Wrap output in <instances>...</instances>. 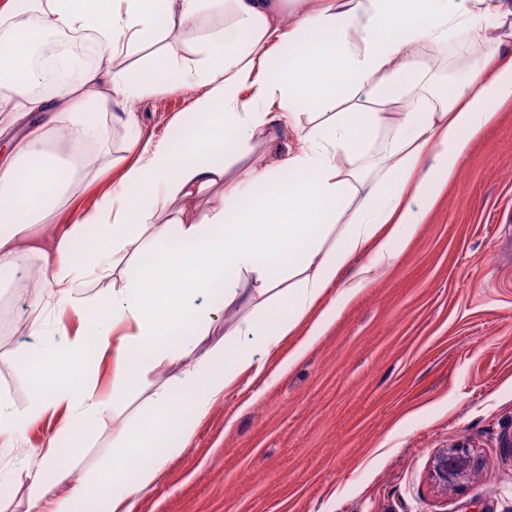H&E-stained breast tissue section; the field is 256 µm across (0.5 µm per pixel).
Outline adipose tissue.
Here are the masks:
<instances>
[{"mask_svg": "<svg viewBox=\"0 0 512 512\" xmlns=\"http://www.w3.org/2000/svg\"><path fill=\"white\" fill-rule=\"evenodd\" d=\"M24 8L39 32L87 37L100 60L67 58L55 91L34 93L32 45L19 33ZM163 25L199 32L191 58H160L134 74L115 66L116 53L138 52ZM477 42L487 52L445 98L430 96L429 68L406 53L452 46L462 56ZM510 44L512 0H0V135L32 118L0 153V271L43 255L50 311L29 323L41 346L28 358L44 367L33 376L36 398L22 410L0 402V447L22 445L44 416H64L37 467L19 475L27 512H134L170 459L160 451L168 428L191 439L234 377H260L265 355L297 325L307 326L299 353L311 349L377 271L397 262L475 135L512 101ZM197 86L190 140L146 143L93 211L51 239L32 234L86 182L85 161L107 123L135 125L129 101ZM302 110L315 114L309 126L296 122ZM258 147L265 157L251 161ZM359 255L367 263L335 288ZM119 272L122 287L88 294ZM249 299L268 316L237 323L234 355L224 341L206 344L220 314ZM193 351L194 364L154 390L147 420L113 449L112 463L90 472L87 484L118 493L98 500L87 484H69L60 445L85 447L132 380ZM90 355L110 358V394L98 391Z\"/></svg>", "mask_w": 512, "mask_h": 512, "instance_id": "adipose-tissue-1", "label": "adipose tissue"}]
</instances>
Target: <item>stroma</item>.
Wrapping results in <instances>:
<instances>
[{"label": "stroma", "instance_id": "35a3bbf8", "mask_svg": "<svg viewBox=\"0 0 512 512\" xmlns=\"http://www.w3.org/2000/svg\"><path fill=\"white\" fill-rule=\"evenodd\" d=\"M195 34H154L127 66L158 51L190 55ZM432 94L463 86L467 64L423 48ZM194 89L148 94L132 104L138 124L109 127L103 152L88 159L100 177L75 198L93 209L134 141L179 140ZM27 278L0 273V394L12 408L34 397V344L27 320L42 292L40 256ZM294 328L267 356L274 383L237 376L224 397L170 458L136 512H512V102L472 140L458 178L444 188L398 262L383 269L340 312L300 360ZM161 364L130 385L93 445L68 451L70 482L112 458L138 428L153 389L179 373ZM62 422H35L20 447L0 451V512H26L29 489L17 473L35 463ZM465 441L475 478L448 492L430 479L433 455Z\"/></svg>", "mask_w": 512, "mask_h": 512}]
</instances>
